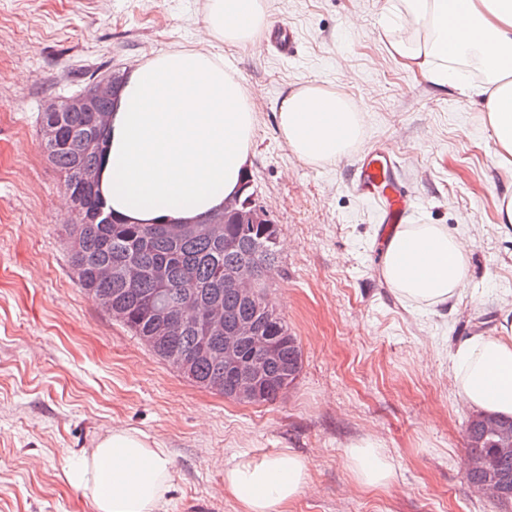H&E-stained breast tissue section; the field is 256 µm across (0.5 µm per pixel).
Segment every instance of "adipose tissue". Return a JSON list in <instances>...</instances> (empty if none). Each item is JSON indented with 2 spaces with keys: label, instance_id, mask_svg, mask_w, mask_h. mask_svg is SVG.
Segmentation results:
<instances>
[{
  "label": "adipose tissue",
  "instance_id": "ef3b65f1",
  "mask_svg": "<svg viewBox=\"0 0 512 512\" xmlns=\"http://www.w3.org/2000/svg\"><path fill=\"white\" fill-rule=\"evenodd\" d=\"M392 13L423 29L393 51L420 61L435 83L482 98L484 133L512 168V0H397ZM266 22V0H206L202 16L208 36L231 45L251 43ZM471 65L481 83L471 81ZM256 121L221 53L197 47L147 58L118 92L97 192L129 224L203 221L238 192ZM278 125L291 153L313 164L342 157L362 133L351 102L315 83L283 96ZM469 250L467 239L440 225L398 224L384 243L381 274L399 298L436 312L462 293ZM452 372L463 404L512 417V324L460 341ZM344 458L358 486L397 488V464L376 439L351 443ZM64 477L93 512H165L170 460L164 448L117 428L76 456ZM224 489L243 512H287L310 489L309 463L289 448L241 459L225 468Z\"/></svg>",
  "mask_w": 512,
  "mask_h": 512
}]
</instances>
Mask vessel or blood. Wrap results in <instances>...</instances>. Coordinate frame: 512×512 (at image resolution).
Returning <instances> with one entry per match:
<instances>
[{
    "mask_svg": "<svg viewBox=\"0 0 512 512\" xmlns=\"http://www.w3.org/2000/svg\"><path fill=\"white\" fill-rule=\"evenodd\" d=\"M267 39L282 56L295 55L296 42L292 31L276 26ZM398 166L394 153L377 149L364 154L354 174V190L376 205L379 220L384 224L407 223L410 215L406 190L396 178Z\"/></svg>",
    "mask_w": 512,
    "mask_h": 512,
    "instance_id": "1",
    "label": "vessel or blood"
}]
</instances>
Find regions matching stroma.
I'll use <instances>...</instances> for the list:
<instances>
[{"mask_svg":"<svg viewBox=\"0 0 512 512\" xmlns=\"http://www.w3.org/2000/svg\"><path fill=\"white\" fill-rule=\"evenodd\" d=\"M206 0H0V512H91L65 481L71 456L126 428L166 448V512H241L224 469L291 448L310 492L288 512H493L473 494L464 458L471 409L451 373L456 344L512 318V188L482 131L480 98L433 82L392 53L414 29L390 0H267L292 30L294 58L223 46L252 96L255 198L280 228L268 301L302 349L296 381L271 403L239 402L184 378L115 321L72 269L62 177L40 147L49 99L86 75L108 78L168 50L199 47ZM318 83L362 114L363 136L312 165L278 127L284 92ZM391 147L413 196L414 224L472 244L465 289L446 314L400 302L380 274L377 209L352 188L364 151ZM379 439L398 489L354 486L352 442Z\"/></svg>","mask_w":512,"mask_h":512,"instance_id":"35a3bbf8","label":"stroma"}]
</instances>
